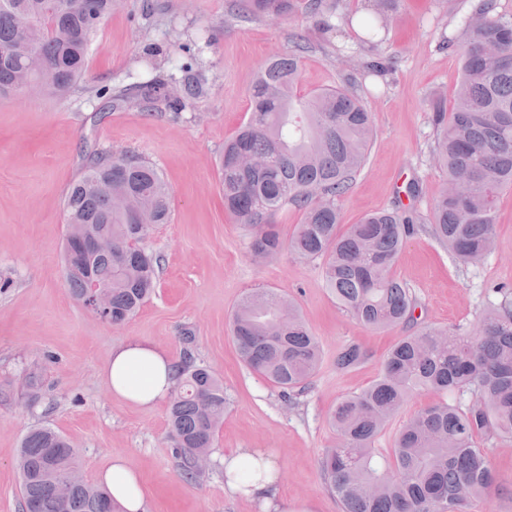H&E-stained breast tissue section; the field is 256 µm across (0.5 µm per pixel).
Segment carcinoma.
Here are the masks:
<instances>
[{"instance_id": "1", "label": "carcinoma", "mask_w": 512, "mask_h": 512, "mask_svg": "<svg viewBox=\"0 0 512 512\" xmlns=\"http://www.w3.org/2000/svg\"><path fill=\"white\" fill-rule=\"evenodd\" d=\"M362 21L363 41H378L393 0ZM293 0H250L251 10L279 16ZM112 14V0H0V97L30 89L65 95L86 72L88 47ZM303 46L270 59L253 81L250 117L224 143L220 183L224 208L255 229L251 254H278L282 241L266 223L292 204L304 211L290 247L306 260H324V282L337 303L360 324L393 329L413 318L408 284L395 273L407 238L428 232L462 266H475L495 245L496 202L512 187V15L495 0H477L464 26L463 59L453 108L430 103L436 130L433 160L445 173L430 223L406 212L378 211L341 229L336 198L363 167L372 140L371 113L345 88L296 94ZM49 75L27 73L32 54ZM154 78L117 93L100 94L149 110L180 112L206 94V79L190 66L176 81ZM66 224L112 241L90 255V274L109 293L112 323L120 325L150 299L160 256L144 242L170 219L167 184L149 161L128 153L93 160L68 189ZM70 294L87 299L83 275L67 277ZM503 302L487 307L474 330L427 326L401 337L387 353L381 375L337 403L331 422L339 441L325 450L321 475L341 512H470L499 484L482 439L512 442V285L493 289ZM231 333L243 362L281 389L285 399L306 389L322 360L295 302L271 290L245 295L234 309ZM367 352L348 345L336 368L363 363ZM180 382L171 394L168 422L182 477L203 474L207 454L230 398L224 384L184 352ZM446 396L401 426L394 446L375 443L419 391ZM469 397L467 405L460 404ZM22 512H119L107 488L85 480L60 498L54 484L80 473L77 449L49 426L29 430L16 457Z\"/></svg>"}]
</instances>
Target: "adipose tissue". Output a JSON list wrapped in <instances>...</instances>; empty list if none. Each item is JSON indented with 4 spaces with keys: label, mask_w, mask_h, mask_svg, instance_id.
Returning a JSON list of instances; mask_svg holds the SVG:
<instances>
[{
    "label": "adipose tissue",
    "mask_w": 512,
    "mask_h": 512,
    "mask_svg": "<svg viewBox=\"0 0 512 512\" xmlns=\"http://www.w3.org/2000/svg\"><path fill=\"white\" fill-rule=\"evenodd\" d=\"M102 377L115 399L143 409L155 407L178 384V372L168 354L144 340L114 346ZM97 478L123 512H147L142 476L123 456H113ZM224 478L229 491L254 503L261 512H315L307 502L281 494L276 459L261 451L235 448L226 452Z\"/></svg>",
    "instance_id": "obj_1"
}]
</instances>
